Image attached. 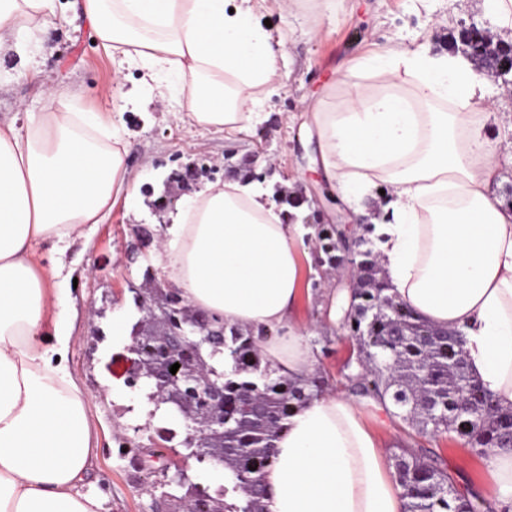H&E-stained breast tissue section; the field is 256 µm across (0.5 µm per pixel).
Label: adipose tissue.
<instances>
[{"label":"adipose tissue","instance_id":"ef3b65f1","mask_svg":"<svg viewBox=\"0 0 512 512\" xmlns=\"http://www.w3.org/2000/svg\"><path fill=\"white\" fill-rule=\"evenodd\" d=\"M104 46L146 70L161 102L200 129L240 132L280 85L273 42L253 0H82ZM58 0H0V52L45 29ZM344 94L303 100L317 138L313 169L336 183L351 218L373 226L390 296L429 324L463 334L470 374L512 409V209L490 191L486 78L460 54L397 44L341 66ZM25 127L0 121V512H110L97 489L88 397L65 363L73 308L36 244L82 237L117 202L134 210L117 127L75 96ZM389 194L369 202L379 186ZM260 184L225 176L171 216L156 250L162 277L193 309L259 333L272 368L314 372L297 327L302 287L295 237ZM262 474L265 512H405L406 498L363 407L323 393L296 407ZM490 492L512 512V451L489 449Z\"/></svg>","mask_w":512,"mask_h":512}]
</instances>
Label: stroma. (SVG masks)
<instances>
[{
  "label": "stroma",
  "mask_w": 512,
  "mask_h": 512,
  "mask_svg": "<svg viewBox=\"0 0 512 512\" xmlns=\"http://www.w3.org/2000/svg\"><path fill=\"white\" fill-rule=\"evenodd\" d=\"M48 27L36 36L34 58L38 79L23 78L25 57L11 53L0 58V119L26 115L47 104L46 86H70L77 90L80 108L104 113L127 133L126 166L138 184L140 210L128 213L116 205L107 220L93 226L87 238L57 249L53 243L38 245L45 265L63 262L77 286L71 293L75 310L68 370L89 396V419L96 438L98 487L112 512H152L159 495L158 474L133 471L122 448L133 440L148 445L154 429L142 422L148 399L140 389L124 383L129 355L127 341L112 337V315L122 312L128 322L140 313L133 289L143 287L146 271L155 267L153 245H142L134 235L137 226L163 231L170 222L167 200H186L205 185L223 179L233 167L243 179L261 178L267 190L303 186L307 197L317 198L323 222L334 219L338 204L328 203L331 187L312 181L308 171L315 141L304 126L301 103L339 79L340 65L352 58L396 42H411L435 34L439 47L469 25L484 26L481 0H338L333 12L321 20L303 8L286 14L276 0H264L260 19L270 20L274 39L285 43L279 65L282 87L261 94L258 117L245 132H201L180 121L142 83V72L113 60L95 41L96 35L74 0H63ZM487 112L489 147L499 162V177L491 185L504 207L512 208V112ZM206 167L197 180L181 182L179 173L188 164ZM307 287L297 310V324L312 330L325 293L310 253L300 256ZM350 355L344 329H336L328 350L319 357L318 369L329 378V391L349 393L342 374ZM366 415L389 451L425 446L437 449L440 465L458 488L488 486L483 461L463 445L442 436H422L384 410L367 409Z\"/></svg>",
  "instance_id": "35a3bbf8"
}]
</instances>
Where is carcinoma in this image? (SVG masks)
Listing matches in <instances>:
<instances>
[{"label": "carcinoma", "instance_id": "cac0c4a2", "mask_svg": "<svg viewBox=\"0 0 512 512\" xmlns=\"http://www.w3.org/2000/svg\"><path fill=\"white\" fill-rule=\"evenodd\" d=\"M314 264L325 271L336 264L340 243L334 224H314ZM146 318L132 327L136 372L130 380L148 375L163 386L157 397L186 414L224 417V424L184 439L187 457L198 462L222 458L233 482L214 492L191 481H180L162 469L164 491L153 508L174 501L184 512H264L266 489L260 475L274 463V441L287 429L292 410L320 393L328 378L317 372L298 380L269 368L253 333L231 328L220 336H199L193 344H175L170 336L146 330L152 314L165 311L167 328L174 330L186 318L208 321L207 314L193 311L179 292L160 288L152 299L134 296ZM357 318L347 324L350 338L362 345L364 371L351 358L348 380L352 390L379 401L388 398L400 416L418 427V434L448 435L481 456L488 448L512 449V410L494 404L489 394L468 371L457 334L441 331L415 315L408 306L385 294L383 288L355 289ZM193 364L203 368L210 384L224 390V402L198 394L180 382L166 385L170 367ZM138 471L163 447L134 445L125 452ZM395 477L408 499L407 512H478L479 498L461 491L439 465L432 448H402L393 457Z\"/></svg>", "mask_w": 512, "mask_h": 512}]
</instances>
